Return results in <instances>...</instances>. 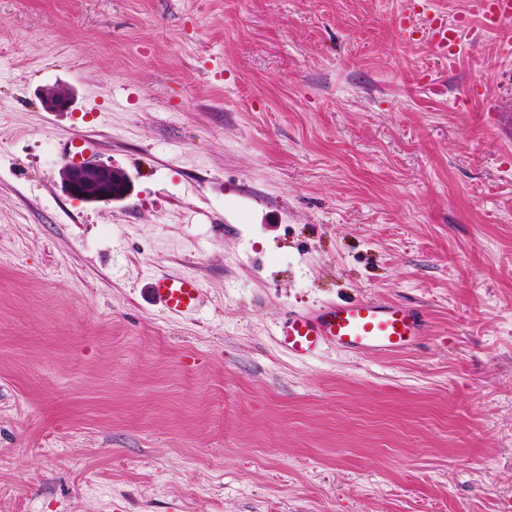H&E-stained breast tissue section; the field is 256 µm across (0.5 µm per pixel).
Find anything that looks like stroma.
Masks as SVG:
<instances>
[{
    "label": "stroma",
    "instance_id": "stroma-1",
    "mask_svg": "<svg viewBox=\"0 0 512 512\" xmlns=\"http://www.w3.org/2000/svg\"><path fill=\"white\" fill-rule=\"evenodd\" d=\"M407 8L0 0V512H512V56ZM76 134L124 199L63 191ZM362 297L428 336L281 346ZM400 28L408 31L409 34L414 33V29H417V32H421L434 45L439 58L448 60V65L456 61V47L460 36L454 27L448 26L447 21L441 15L423 13L419 25H413L409 21V26L403 27L400 21ZM152 291L158 305L169 315L189 316L201 303L199 283L189 277L162 274L152 282Z\"/></svg>",
    "mask_w": 512,
    "mask_h": 512
}]
</instances>
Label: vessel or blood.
<instances>
[{"label":"vessel or blood","instance_id":"vessel-or-blood-1","mask_svg":"<svg viewBox=\"0 0 512 512\" xmlns=\"http://www.w3.org/2000/svg\"><path fill=\"white\" fill-rule=\"evenodd\" d=\"M470 10L500 46L512 52V0H470ZM435 47L439 58L455 62L459 35L439 14L423 16L418 27ZM158 305L170 315L194 314L202 298L199 283L189 277L163 274L152 282ZM425 323L411 307L370 298L344 301L315 312L294 313L279 328L281 344L289 353L307 356L324 345L354 352L394 354L408 350Z\"/></svg>","mask_w":512,"mask_h":512}]
</instances>
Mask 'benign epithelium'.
Segmentation results:
<instances>
[{"mask_svg":"<svg viewBox=\"0 0 512 512\" xmlns=\"http://www.w3.org/2000/svg\"><path fill=\"white\" fill-rule=\"evenodd\" d=\"M64 191L87 202L123 199L129 189V177L120 170L102 163L66 166L61 172Z\"/></svg>","mask_w":512,"mask_h":512,"instance_id":"1","label":"benign epithelium"}]
</instances>
